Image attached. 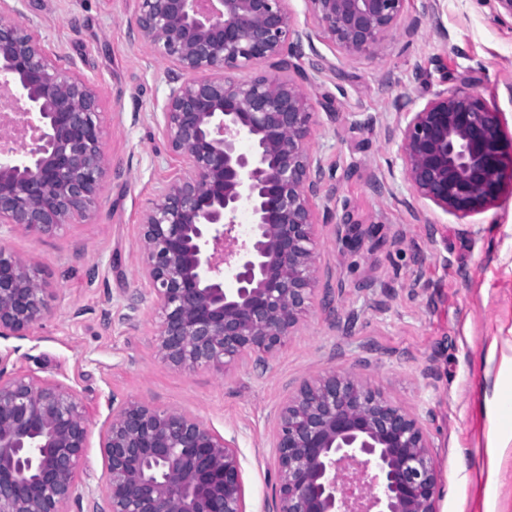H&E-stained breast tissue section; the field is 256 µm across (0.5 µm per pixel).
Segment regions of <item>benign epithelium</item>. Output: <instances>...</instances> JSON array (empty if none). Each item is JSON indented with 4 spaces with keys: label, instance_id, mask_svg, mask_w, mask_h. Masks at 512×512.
Masks as SVG:
<instances>
[{
    "label": "benign epithelium",
    "instance_id": "7a95c632",
    "mask_svg": "<svg viewBox=\"0 0 512 512\" xmlns=\"http://www.w3.org/2000/svg\"><path fill=\"white\" fill-rule=\"evenodd\" d=\"M137 41L170 64L162 107L170 151L189 174L142 215L141 273L160 315L157 351L175 367L224 365L272 351L312 300L311 199L325 173L309 148L314 112L296 63L309 33L288 0H136ZM325 39L373 55L406 0H306ZM0 0V86L31 132L0 151V224L48 233L89 218L106 173L97 93L52 59L35 25ZM271 61L284 78L236 82L224 71ZM403 173L414 193L460 218L499 197L512 154L500 113L477 93L399 103ZM248 140L249 149L241 147ZM251 214L240 233L236 216ZM47 311L44 288L0 248V337ZM87 425L65 387L0 367V512H71ZM101 448L102 495L90 512H247L235 439L176 411L126 402ZM275 512H437L438 475L423 425L351 376L304 385L280 410Z\"/></svg>",
    "mask_w": 512,
    "mask_h": 512
}]
</instances>
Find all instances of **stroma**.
I'll list each match as a JSON object with an SVG mask.
<instances>
[{"mask_svg":"<svg viewBox=\"0 0 512 512\" xmlns=\"http://www.w3.org/2000/svg\"><path fill=\"white\" fill-rule=\"evenodd\" d=\"M312 33L298 64L315 112L309 139L326 180L314 201L310 307L264 361L177 368L157 354L160 319L140 276L143 210L183 174L160 125L167 64L134 41L136 0H20L97 92L110 162L88 221L47 234L0 226V247L32 265L47 312L0 338L7 375L57 382L85 408L79 491L106 477L100 448L114 405L143 401L236 438L247 512H272L274 431L301 385L352 376L423 422L439 512H512V180L466 218L414 196L399 158L398 101L445 89L479 93L512 139V17L497 0H407L373 56H346Z\"/></svg>","mask_w":512,"mask_h":512,"instance_id":"stroma-1","label":"stroma"}]
</instances>
